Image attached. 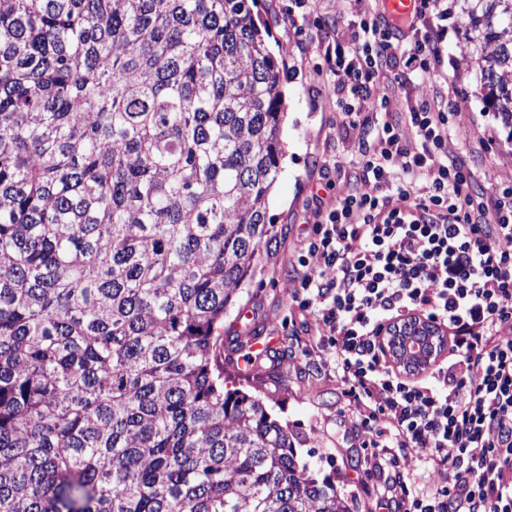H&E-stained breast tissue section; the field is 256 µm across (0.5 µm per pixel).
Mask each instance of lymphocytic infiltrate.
I'll use <instances>...</instances> for the list:
<instances>
[{
  "mask_svg": "<svg viewBox=\"0 0 512 512\" xmlns=\"http://www.w3.org/2000/svg\"><path fill=\"white\" fill-rule=\"evenodd\" d=\"M447 19L442 0H419L400 23L370 10L317 17L316 73L342 130L364 140L357 158L322 164L331 178L312 198L291 299L312 321L309 353L334 370L353 428L387 473L380 507L512 512V185H478L456 134L455 83L438 80ZM416 79L432 97L389 111L393 87ZM418 312L447 329L450 346L406 380L382 338Z\"/></svg>",
  "mask_w": 512,
  "mask_h": 512,
  "instance_id": "f902f5d3",
  "label": "lymphocytic infiltrate"
}]
</instances>
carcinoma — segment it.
<instances>
[{
    "label": "carcinoma",
    "instance_id": "cac0c4a2",
    "mask_svg": "<svg viewBox=\"0 0 512 512\" xmlns=\"http://www.w3.org/2000/svg\"><path fill=\"white\" fill-rule=\"evenodd\" d=\"M256 0H0V512H349L226 389L272 238ZM512 120V0H459Z\"/></svg>",
    "mask_w": 512,
    "mask_h": 512
}]
</instances>
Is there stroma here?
I'll return each mask as SVG.
<instances>
[{"instance_id":"1","label":"stroma","mask_w":512,"mask_h":512,"mask_svg":"<svg viewBox=\"0 0 512 512\" xmlns=\"http://www.w3.org/2000/svg\"><path fill=\"white\" fill-rule=\"evenodd\" d=\"M286 2L257 0L253 8L256 21L268 25V47L287 75L283 90L288 115L281 129L285 157L267 207L274 235L261 248L255 277L224 318L229 338L266 336L272 345L255 352L251 365L244 368L238 365L241 350L230 341L224 355L235 364L231 375L237 388L260 396L275 417L287 422L297 459L309 474L333 482L349 512H374L384 478L370 450L362 448L350 430L335 373L305 354L306 325L291 306L296 275L291 260L306 230V205L317 190L321 163L352 158L362 133L340 129L336 98L314 72L319 60L315 18L335 19L336 0H313L302 21V36L288 26ZM448 24L443 52L450 61L446 71L456 84V133L472 150L481 184L512 183V126L483 101L476 79L477 56L456 0H449Z\"/></svg>"}]
</instances>
